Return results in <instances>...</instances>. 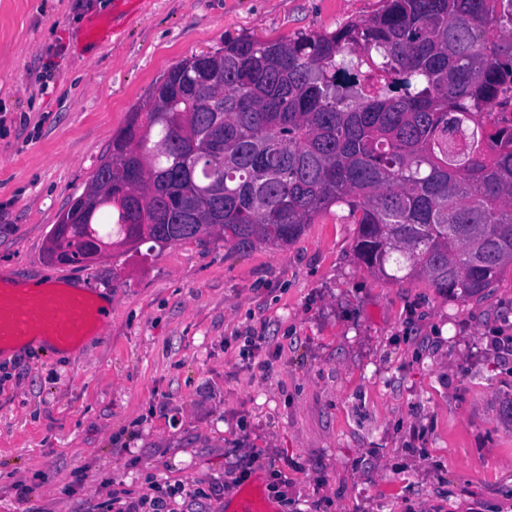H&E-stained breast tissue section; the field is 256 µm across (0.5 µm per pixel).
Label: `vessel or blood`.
Instances as JSON below:
<instances>
[{
    "label": "vessel or blood",
    "instance_id": "obj_1",
    "mask_svg": "<svg viewBox=\"0 0 512 512\" xmlns=\"http://www.w3.org/2000/svg\"><path fill=\"white\" fill-rule=\"evenodd\" d=\"M100 318L92 296L56 282L29 290L0 281V351L36 338L46 350H61L87 335Z\"/></svg>",
    "mask_w": 512,
    "mask_h": 512
}]
</instances>
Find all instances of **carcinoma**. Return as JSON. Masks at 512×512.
Returning <instances> with one entry per match:
<instances>
[{
  "label": "carcinoma",
  "mask_w": 512,
  "mask_h": 512,
  "mask_svg": "<svg viewBox=\"0 0 512 512\" xmlns=\"http://www.w3.org/2000/svg\"><path fill=\"white\" fill-rule=\"evenodd\" d=\"M383 2L333 32L242 35L173 66L112 137V192L151 223L102 205L56 248L81 265L91 232L137 253L286 247L345 207L369 270L479 296L512 267V0Z\"/></svg>",
  "instance_id": "obj_1"
}]
</instances>
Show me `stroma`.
Returning a JSON list of instances; mask_svg holds the SVG:
<instances>
[{"mask_svg": "<svg viewBox=\"0 0 512 512\" xmlns=\"http://www.w3.org/2000/svg\"><path fill=\"white\" fill-rule=\"evenodd\" d=\"M382 6L0 0V278L112 300L76 345L0 356V512H115L113 497L180 486L176 512H227L243 472L275 512H512V268L465 303L386 280L356 259L343 207L285 248L46 257L171 66L228 37L331 32ZM98 20L115 24L110 44L87 41Z\"/></svg>", "mask_w": 512, "mask_h": 512, "instance_id": "35a3bbf8", "label": "stroma"}]
</instances>
